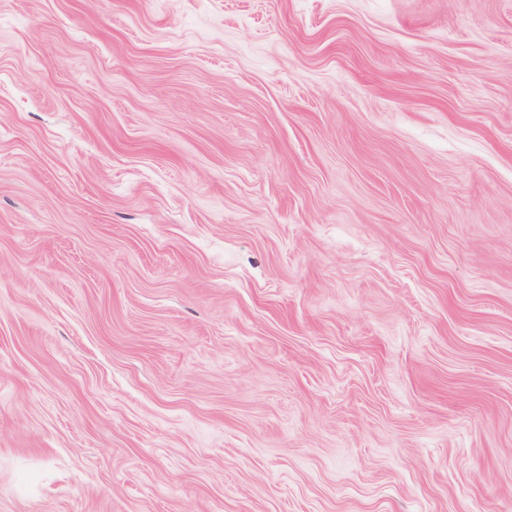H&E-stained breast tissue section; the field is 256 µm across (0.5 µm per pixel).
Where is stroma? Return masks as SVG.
<instances>
[{"label": "stroma", "mask_w": 512, "mask_h": 512, "mask_svg": "<svg viewBox=\"0 0 512 512\" xmlns=\"http://www.w3.org/2000/svg\"><path fill=\"white\" fill-rule=\"evenodd\" d=\"M0 512H512V0H0Z\"/></svg>", "instance_id": "1"}]
</instances>
